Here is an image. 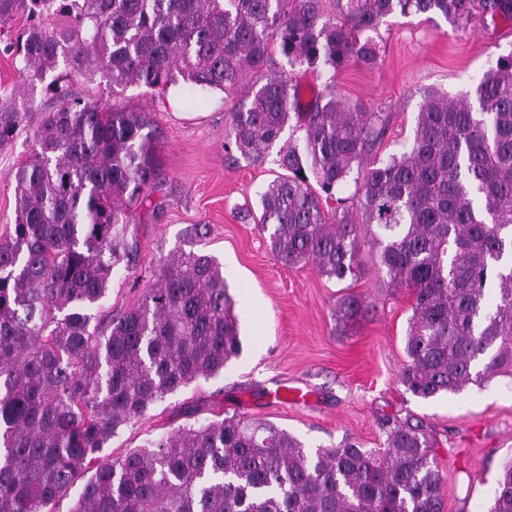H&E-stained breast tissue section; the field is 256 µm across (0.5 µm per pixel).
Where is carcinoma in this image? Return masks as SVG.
<instances>
[{
	"label": "carcinoma",
	"instance_id": "obj_1",
	"mask_svg": "<svg viewBox=\"0 0 512 512\" xmlns=\"http://www.w3.org/2000/svg\"><path fill=\"white\" fill-rule=\"evenodd\" d=\"M478 11L512 21V0H336L334 16L322 0H0V35L15 16L29 19L9 48L57 101L12 175L16 220L0 233V512H53L121 429L241 351L200 224L150 266L141 302L99 331L113 268L141 267L124 204L159 182V132L148 113L74 98L49 73L99 74L114 95L180 81L229 92L267 66L275 44L292 68L368 66L378 50L363 34L385 17L454 22ZM55 16L71 22L45 26ZM476 93L483 118L424 92L409 147L386 159L372 153L386 113L346 105L329 86L302 112L283 71L226 116L227 144L255 163L296 117L302 145L280 149L285 173L259 198L260 228L283 265L311 263L337 281L364 274L369 248L388 285L413 298L400 381L424 399L512 377V53ZM34 104L23 92L0 98V148ZM351 180L356 218L328 206ZM367 308L346 294L336 316ZM383 432L378 450L346 442L311 453L239 415L179 427L99 465L70 512H444L423 423L388 420ZM490 512H512V461Z\"/></svg>",
	"mask_w": 512,
	"mask_h": 512
}]
</instances>
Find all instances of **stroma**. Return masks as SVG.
I'll return each mask as SVG.
<instances>
[{"label":"stroma","mask_w":512,"mask_h":512,"mask_svg":"<svg viewBox=\"0 0 512 512\" xmlns=\"http://www.w3.org/2000/svg\"><path fill=\"white\" fill-rule=\"evenodd\" d=\"M370 36L378 48L375 66L291 72L276 54L269 70L249 73L230 93H189L176 86L163 94L131 88L116 96L103 78L69 76L73 95L151 114L160 132L163 179L132 207L143 262L168 254L192 225H209L205 249L224 268L242 340L239 357L224 371L168 395L113 437L112 457L179 426L233 414L272 423L312 451L347 440L377 449L385 420L412 416L435 439L445 512H488L503 467L512 460V379L496 377L431 399L406 390L399 372L407 360L412 298L405 289L389 287L370 263L353 282L321 276L310 264L285 267L249 215L280 173L279 150L292 139L291 129L265 150L260 164L224 144L228 111L268 72L285 70L299 86L320 91L332 84L343 103L388 113L378 148L384 159L411 142L423 90L440 89L479 111L477 85L500 56L512 52V21L481 13L455 22L438 14H394ZM37 102L12 144L0 149V230L16 218L10 175L33 153L43 113L57 107L44 93ZM150 285L147 274L115 268L102 314L120 315ZM348 293L366 297L370 307L343 326L336 302Z\"/></svg>","instance_id":"35a3bbf8"}]
</instances>
